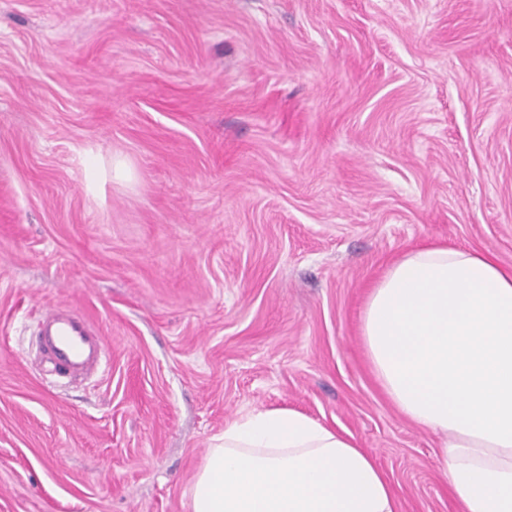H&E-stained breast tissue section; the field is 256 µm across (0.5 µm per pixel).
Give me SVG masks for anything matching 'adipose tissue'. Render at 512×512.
Returning <instances> with one entry per match:
<instances>
[{"mask_svg": "<svg viewBox=\"0 0 512 512\" xmlns=\"http://www.w3.org/2000/svg\"><path fill=\"white\" fill-rule=\"evenodd\" d=\"M361 336L400 414L442 435L462 512H512V270L490 254L415 248L371 288ZM190 512H397L351 435L288 408L253 411L216 436Z\"/></svg>", "mask_w": 512, "mask_h": 512, "instance_id": "adipose-tissue-1", "label": "adipose tissue"}]
</instances>
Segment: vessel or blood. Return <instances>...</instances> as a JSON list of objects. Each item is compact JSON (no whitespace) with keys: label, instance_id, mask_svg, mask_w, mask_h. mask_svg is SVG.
<instances>
[{"label":"vessel or blood","instance_id":"obj_1","mask_svg":"<svg viewBox=\"0 0 512 512\" xmlns=\"http://www.w3.org/2000/svg\"><path fill=\"white\" fill-rule=\"evenodd\" d=\"M37 344L51 372L79 380L97 371L105 339L85 316L69 306L55 305L44 312Z\"/></svg>","mask_w":512,"mask_h":512}]
</instances>
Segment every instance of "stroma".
Wrapping results in <instances>:
<instances>
[{"label":"stroma","instance_id":"obj_1","mask_svg":"<svg viewBox=\"0 0 512 512\" xmlns=\"http://www.w3.org/2000/svg\"><path fill=\"white\" fill-rule=\"evenodd\" d=\"M95 156L131 181L89 194ZM430 242L512 268V0H0V512H189L273 408L460 512L361 338ZM55 304L106 338L86 380L38 358Z\"/></svg>","mask_w":512,"mask_h":512}]
</instances>
